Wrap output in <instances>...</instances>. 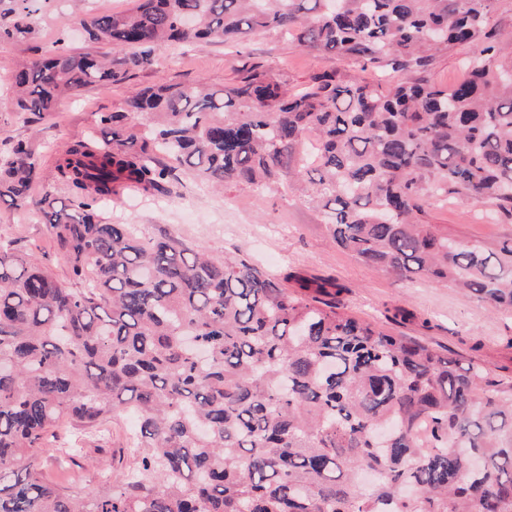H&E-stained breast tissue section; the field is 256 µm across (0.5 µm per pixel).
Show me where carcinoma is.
Returning <instances> with one entry per match:
<instances>
[{"label":"carcinoma","instance_id":"obj_1","mask_svg":"<svg viewBox=\"0 0 512 512\" xmlns=\"http://www.w3.org/2000/svg\"><path fill=\"white\" fill-rule=\"evenodd\" d=\"M0 41L32 34L27 0ZM499 0H134L93 13L114 58L58 50L13 75L15 112H53L151 67L167 42L237 45L274 29L342 58L293 92L265 70L214 90L161 82L100 116L103 140L58 156L70 204L39 201L71 288L0 245V512H512V382L290 290L240 257L143 239L99 212L120 189L298 191L332 207L333 242L397 283L427 277L512 311V245L486 253L424 220L442 195L512 218V38ZM451 45L468 76L383 87L360 73L426 68ZM31 144L0 154V199L28 205ZM136 419L138 466L101 493L46 481L37 453L67 417Z\"/></svg>","mask_w":512,"mask_h":512}]
</instances>
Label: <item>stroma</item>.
<instances>
[{"label":"stroma","instance_id":"35a3bbf8","mask_svg":"<svg viewBox=\"0 0 512 512\" xmlns=\"http://www.w3.org/2000/svg\"><path fill=\"white\" fill-rule=\"evenodd\" d=\"M130 5L131 0H35L32 35L0 41V152L18 139L33 145L39 171L31 189L34 200L47 193L67 200V190L54 178L59 153L96 131L101 114L125 110L129 100L159 82L192 85L201 81L221 89L260 68L286 80L289 87L300 88L323 71L348 70L345 62L299 47L275 30L234 46L167 44L155 52L156 67L130 69L120 83L87 87L76 98L59 103L53 114L23 122L12 105L9 78L16 67L61 45L74 52H109V45L88 40L82 27L86 12H121ZM465 58L463 47L444 48L426 70L395 72L389 80L405 83L424 78L448 88L465 78ZM102 215L118 224L135 225L147 238L175 235L206 245L219 256H247L280 279L293 275L336 284L340 288L336 304L349 315L428 343L461 363H476L497 378L512 379V313L492 311L466 299L454 286L425 278L407 286L395 283L385 272L359 263L350 252L334 246L324 213L299 198L242 185L218 192L186 173L171 194L127 190L105 205ZM426 220L449 237L488 251L512 241V219L489 202L443 197L428 208ZM0 241L33 254L58 279L70 282L69 268L36 207L19 209L0 200ZM132 433V420L123 412L93 432L63 421L46 435L38 461L48 479L64 486L117 485L124 470L135 464L126 452Z\"/></svg>","mask_w":512,"mask_h":512}]
</instances>
